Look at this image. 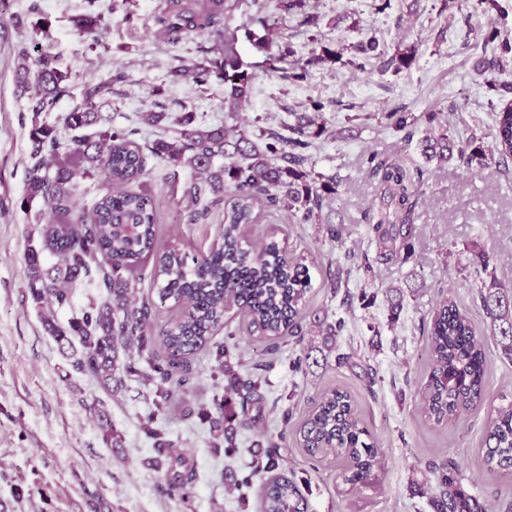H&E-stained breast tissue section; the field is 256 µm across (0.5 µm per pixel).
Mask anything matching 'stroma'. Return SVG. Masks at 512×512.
<instances>
[{
  "label": "stroma",
  "instance_id": "obj_1",
  "mask_svg": "<svg viewBox=\"0 0 512 512\" xmlns=\"http://www.w3.org/2000/svg\"><path fill=\"white\" fill-rule=\"evenodd\" d=\"M161 0H0V512H259L256 491L245 498L228 491L229 471H244L253 460L255 442L281 438L280 454L290 477L308 503V512H435L428 487L433 465L455 464L465 491L484 512H507L512 504V475L488 473L483 465L484 429L489 400L512 387V361L506 359L491 331H484V403L461 424L446 428L429 421L421 394L429 365L422 321L430 319L440 295L477 316L478 291L461 269L474 252L493 255V273L512 286V170L498 166L477 171L457 159H428L422 139L430 133L470 130L475 143L490 149L494 109L512 101V63L493 76L478 74L481 57L512 40V0H497L483 10L477 0H302L290 10L277 0H256L238 23L265 39V50L249 43L248 60L270 59L257 72L240 123L287 133L314 102L324 109L308 132L314 143L306 170L338 177L316 224H291L285 212L262 211L250 233L253 239L274 234L289 257L304 259L311 269L305 326L314 349L303 372H291L288 358L296 346L265 353V345L239 331L236 359L245 367L261 366L263 420L258 429L238 435L234 457L215 453L209 425L199 410L226 381L214 375V353L223 345L216 331L206 349L192 358L188 379L168 411L158 419L168 440L193 462V501L184 504L163 493L164 472L153 466V442L143 432L150 412L145 396L152 384L129 382L106 393L76 372L69 357L42 326L27 288L28 234L42 201L24 204L30 159L27 100L15 89L22 53L45 54L74 78L69 96L44 113L51 125L82 100L85 85L115 84L106 113L118 127L140 128L145 138L163 136L173 120L192 107L197 123L224 124V83L212 78L195 85L175 79L180 66L209 64L212 39L188 35L171 42L155 22ZM469 23H462L461 14ZM313 16L304 24V16ZM98 18L93 30L81 21ZM44 23L47 34L35 33ZM377 51H369L370 40ZM366 47L365 68L350 63L354 46ZM413 46L410 67L383 68L382 58ZM343 50L344 61L327 52ZM308 65L304 81L283 79L282 68ZM407 112L416 122L411 132L394 130L390 112ZM148 112H163L161 126L145 125ZM436 113L426 122L427 113ZM375 151L422 167L426 183L414 210V254L407 261L381 257L368 235L363 213L375 206L376 182L363 162ZM191 171L169 176L151 171L147 186L159 203L158 233L163 242L184 238L193 249L209 251L219 235L217 221L186 223L185 189ZM340 226L344 247L328 236ZM344 319L345 329L331 350L316 323ZM349 355L336 365V354ZM347 390L380 453V465L366 484H345L344 462L329 458L315 465L301 448L297 429L314 400L332 388ZM102 400L121 447L107 446L90 410Z\"/></svg>",
  "mask_w": 512,
  "mask_h": 512
}]
</instances>
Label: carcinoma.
<instances>
[{"label":"carcinoma","mask_w":512,"mask_h":512,"mask_svg":"<svg viewBox=\"0 0 512 512\" xmlns=\"http://www.w3.org/2000/svg\"><path fill=\"white\" fill-rule=\"evenodd\" d=\"M240 0H166L160 14L165 31L175 39L191 33L208 32L215 39L219 57L212 65L181 66L177 79L197 85L212 76L224 81L225 118L237 119L238 111L251 93L256 71L266 61H246L237 48V33L227 31L231 12ZM415 48L410 47L386 61V68L410 66ZM72 72L59 69L47 56L36 59L22 55L16 73L19 95L27 97L31 112L30 158L33 167L25 187L24 203L41 200L39 239L26 255L27 287L38 305H48L42 323L59 347L69 349L72 367L95 380L107 393L139 380L156 386L153 412L147 417L145 434L154 440L153 465L165 469L169 496L177 494L188 504L195 480L194 466L172 449L170 441L152 427L154 418L168 408L184 379L178 377L191 357L205 348L214 332L225 326L224 318L234 309L245 312L249 332L264 341L291 337L303 344L306 295L311 283L310 268L288 258L275 239L252 246L244 227L257 223L256 208L284 210L291 224H314L320 217L326 195L335 191L304 170L312 142L305 128L316 122L288 126V135L261 128L237 125L208 128L194 124L188 110L175 119V136L139 143L137 128H120L102 115L112 103V86L124 75L84 87L82 102L62 117L65 129L74 133L70 143L61 142L57 126L42 120L59 100L70 94ZM493 150L486 153L473 146L474 138L457 141L444 134L426 140L424 154L430 159L457 157L467 169H484L512 161V102L495 112ZM154 166L188 169L194 181L186 193L191 200L190 224L221 218L222 244L205 254H194L181 243L159 245L158 205L146 188ZM363 163L378 181L381 205L364 212L374 239L385 243L396 224L412 223L424 185L421 169L411 170L400 160L376 152L364 154ZM104 172L112 187L88 210L72 201L75 176ZM49 253L55 263L46 267L42 256ZM152 264V287L170 316L154 329L155 305L140 295V272ZM491 256L479 252L461 268L464 278L480 288L484 318L493 335L500 337L503 355L512 360V287L499 283L489 271ZM91 283L104 295L92 299L66 324L58 323L54 310L71 306L73 288ZM430 381L425 392V412L436 425L458 422L463 413L482 402L484 395V349L476 323L449 297L439 300L428 323ZM216 349V368L228 378L224 398L214 401V410L201 409L224 443L215 450L229 454L236 448L239 429L258 426L262 419L263 396L258 380L232 370L228 358L237 349L235 333ZM105 444L119 448L122 437L112 426L103 403L93 402ZM485 431L484 465L491 474L512 473V388L497 395L489 409ZM299 441L312 460L329 455L348 462L342 472L345 483L358 485L371 479L377 448L366 442L368 429L352 407L351 395L338 388L324 393L313 403L301 424ZM265 461L257 462L247 475L227 485L251 488L259 482L260 512H308V504L297 483L278 472L279 443L267 441ZM440 512H475L461 484L454 463L435 468Z\"/></svg>","instance_id":"1"}]
</instances>
